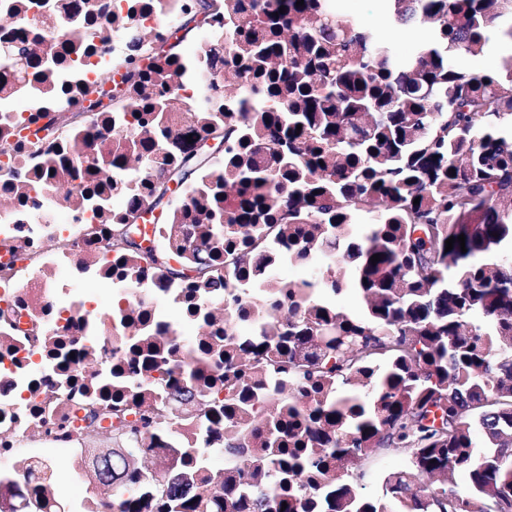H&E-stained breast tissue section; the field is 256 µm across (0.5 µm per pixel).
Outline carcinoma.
<instances>
[{
  "label": "carcinoma",
  "mask_w": 512,
  "mask_h": 512,
  "mask_svg": "<svg viewBox=\"0 0 512 512\" xmlns=\"http://www.w3.org/2000/svg\"><path fill=\"white\" fill-rule=\"evenodd\" d=\"M296 2H221L239 20L227 49L235 74L210 78L215 93L192 101L191 119L197 140L222 149H173L171 100L152 90L173 78V59L182 80L206 67L202 42L191 56L181 45L190 23L212 26L216 0H194L148 63L131 33L120 81L88 106L127 119L105 134L71 129L87 148L77 203L107 207L114 185L98 175L132 169L146 193L127 196L111 230L139 212L166 226L150 255L113 237L127 278L148 272L162 292L235 289L224 346L206 349L219 378L187 366L155 386L152 373L173 360L135 347L129 395L105 393L83 417L99 433L97 416L112 415L129 450L178 434L173 407L194 391L208 406L198 442L224 438L233 488L208 489L207 466L188 454L169 484L129 470L130 486L92 512H512V57L488 73L459 64L494 32L512 40V0H381L418 33L404 59L333 0ZM24 175L45 184L71 164L58 152ZM361 217L362 244L349 240ZM461 234L467 252L457 241L445 251ZM283 261L309 267V279L278 280ZM348 271L361 316L327 298ZM387 451L411 467L387 476L382 496L360 495L363 463ZM118 458L89 447L84 468L110 485ZM457 472L463 488L448 481ZM26 499L30 512H62L38 485Z\"/></svg>",
  "instance_id": "carcinoma-1"
}]
</instances>
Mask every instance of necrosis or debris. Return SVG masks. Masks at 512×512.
Returning <instances> with one entry per match:
<instances>
[{
  "label": "necrosis or debris",
  "mask_w": 512,
  "mask_h": 512,
  "mask_svg": "<svg viewBox=\"0 0 512 512\" xmlns=\"http://www.w3.org/2000/svg\"><path fill=\"white\" fill-rule=\"evenodd\" d=\"M83 11L81 0H0V129L9 130L13 159L0 157V308L18 307L17 326L0 325V482L18 481L47 464L55 439L48 420L65 416L87 390L86 367L121 376L130 354L121 324L86 322L95 301L65 267L77 256L102 264L116 259L106 240H91L87 227L100 223L78 207L77 181L50 182L30 189L18 169L33 155L55 152L57 141L38 140L37 113L63 106L80 110L85 91L113 72L130 52L131 36L151 43L163 37L189 0H97ZM60 244L57 253L45 241ZM112 284L124 322H146L157 342L172 323L161 302L192 300L197 311L223 301L225 291L200 295L175 288L163 295L150 278L133 284L113 273ZM37 316L49 335L45 347L28 338V319Z\"/></svg>",
  "instance_id": "necrosis-or-debris-1"
}]
</instances>
